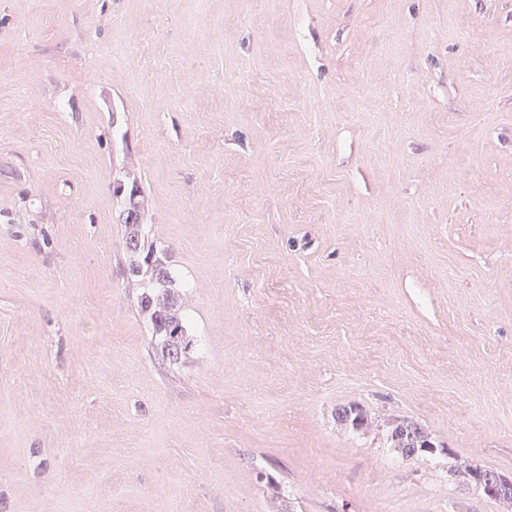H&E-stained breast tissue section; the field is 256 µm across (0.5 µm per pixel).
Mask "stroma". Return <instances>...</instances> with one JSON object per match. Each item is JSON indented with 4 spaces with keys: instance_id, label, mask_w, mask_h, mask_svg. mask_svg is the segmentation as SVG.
I'll list each match as a JSON object with an SVG mask.
<instances>
[{
    "instance_id": "35a3bbf8",
    "label": "stroma",
    "mask_w": 512,
    "mask_h": 512,
    "mask_svg": "<svg viewBox=\"0 0 512 512\" xmlns=\"http://www.w3.org/2000/svg\"><path fill=\"white\" fill-rule=\"evenodd\" d=\"M456 455L512 477V0H0V512H502ZM125 210L124 245L130 257H134L130 260L128 273L131 279L145 282L137 297V306L149 318L154 332L163 337L167 354L178 357L191 351L194 343L183 312L180 290L170 271L166 253L153 243L145 251L143 200L135 199L130 193ZM378 421L359 405L344 407L337 413L338 424L342 428L354 431L367 432L378 427ZM382 426L387 429L389 447L395 448L403 457L410 448H420L426 443L438 447L428 431L406 418H392L383 421Z\"/></svg>"
}]
</instances>
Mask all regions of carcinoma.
<instances>
[{
	"label": "carcinoma",
	"mask_w": 512,
	"mask_h": 512,
	"mask_svg": "<svg viewBox=\"0 0 512 512\" xmlns=\"http://www.w3.org/2000/svg\"><path fill=\"white\" fill-rule=\"evenodd\" d=\"M144 203L129 194L124 221V245L133 257L128 266L130 278L145 283L137 297V306L145 314L154 332L163 337L168 355L179 356L191 351L194 340L189 334L183 312L180 290L172 275L167 256L156 245H145V225L142 224ZM338 424L354 431L367 432L378 426V420L363 407L351 405L337 413ZM387 429V442L400 454L411 448H420L429 443L436 445L431 434L421 425L406 418H392L383 422ZM451 473L458 483L469 488H480L484 495L512 508V479L496 480L499 472L473 465L465 460L454 458Z\"/></svg>",
	"instance_id": "cac0c4a2"
}]
</instances>
